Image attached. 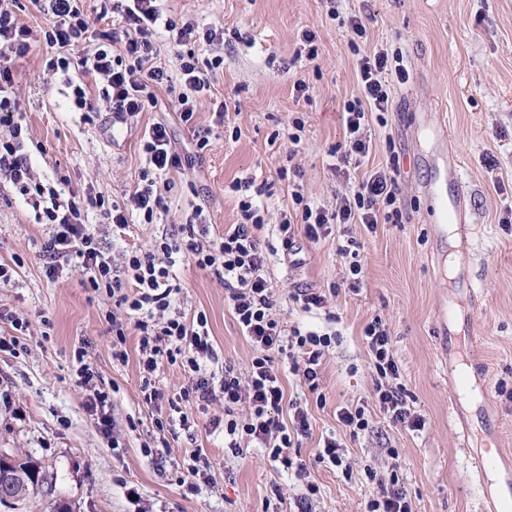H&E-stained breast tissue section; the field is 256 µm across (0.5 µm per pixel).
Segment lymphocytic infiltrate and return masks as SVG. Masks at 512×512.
Instances as JSON below:
<instances>
[{
  "mask_svg": "<svg viewBox=\"0 0 512 512\" xmlns=\"http://www.w3.org/2000/svg\"><path fill=\"white\" fill-rule=\"evenodd\" d=\"M46 23L39 29L21 24L17 17L19 0H0V179L11 183L35 212L37 223L48 225L42 253L45 274L56 279L66 268L83 275L84 287L106 292L114 306L133 319L138 336L140 391L146 404L166 406L168 425L188 428V406L206 407L216 397L224 399V445L232 453L244 447L262 449L270 462L293 471L298 479L307 476L308 466L300 449L310 435L308 410L292 403L290 423L279 420L285 392L279 356L291 362L310 393L321 389V366L332 345L330 333L294 326L283 328L275 314L276 293L267 271V260L258 232L269 221V208L259 203L261 188L254 179L239 180L231 189L238 195L240 220L219 237H210L201 210L181 218L177 229L162 235L152 249L133 250L122 264H114L95 228L88 222L90 211H99L103 223L123 229L134 219L150 224L166 210L165 194L171 184L170 170L181 168L182 157L173 150L164 124L146 128L141 138L146 165L138 173L133 191L121 193L112 203L86 189L69 193L38 178L23 154L24 125L20 98L14 88L13 62L25 57L35 46L46 49L45 68L62 73L69 90V106L76 112H110L113 121L126 122L155 107V88L173 94L175 107L184 124L191 125L197 98L210 92L217 69L224 64L219 50L224 30L210 24L179 21L168 15L165 0H112L90 17L85 0H30ZM165 44L175 60L174 68L158 63V44ZM208 46L211 58L197 55ZM389 54L380 49L362 55L359 62L360 94L343 106V142L331 147L335 174L343 186L334 206L315 203L300 191H292L294 217L278 224L281 244L292 251L297 234L312 242L331 233L335 224H361L376 231L381 224H398L403 212L398 204L401 187L399 154H390L385 165L359 175L363 158L372 147L371 122L385 124L392 108L386 78ZM190 261L218 277L244 336L254 347L246 373L225 366L215 377L209 365L216 360L205 314L186 318L174 313L182 291L173 268ZM125 321L113 320L112 357L126 362L128 352ZM375 376L376 403L397 428L418 431L424 419L412 410L410 394L402 381L393 353L389 326L374 317L364 328ZM181 364L189 381L179 395L166 397L156 385L161 363ZM78 381L91 388L85 409L97 429L110 434L113 421L111 395L101 385L93 365L80 361ZM247 417H239V408ZM370 481L378 482L380 493L366 504V512H412L407 491L398 474L382 481L376 467L365 466Z\"/></svg>",
  "mask_w": 512,
  "mask_h": 512,
  "instance_id": "1",
  "label": "lymphocytic infiltrate"
}]
</instances>
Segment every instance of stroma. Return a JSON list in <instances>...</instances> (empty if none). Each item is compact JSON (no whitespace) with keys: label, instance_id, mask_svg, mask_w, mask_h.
Returning a JSON list of instances; mask_svg holds the SVG:
<instances>
[{"label":"stroma","instance_id":"stroma-1","mask_svg":"<svg viewBox=\"0 0 512 512\" xmlns=\"http://www.w3.org/2000/svg\"><path fill=\"white\" fill-rule=\"evenodd\" d=\"M168 7L224 29V67L211 93L197 103V124L213 129L209 147L196 154L162 89L156 107L135 127L113 122L106 112L90 121L70 111L62 76L44 74L35 50L16 59L14 71L30 132L24 151L36 174L50 181L64 176L71 190L91 187L111 198L137 182L144 164L142 126L160 122L169 128L173 149L190 162L170 175L167 213L107 237L106 248L117 258L127 249L150 247L196 208L211 233H223L239 219L229 189L237 178H255L273 217L291 210L292 189L278 170L288 145L282 132L298 117L304 123L298 156L304 192L315 202L333 203L340 183L326 152L343 139L341 110L359 92L360 54L380 47L400 51L409 78L391 79L393 110L387 126L372 125L373 147L363 168L385 164L389 151L400 153L405 223L382 224L373 233L360 224H337L326 239H299L301 251L294 256L283 254L276 224L259 233L271 247L267 269L275 288L339 289L331 323L279 301L285 326L300 323L335 334L323 364L324 403L291 371H283V385L287 397L309 408L311 436L302 455L333 434L353 463L348 478L336 468L311 467L310 479L319 488L316 512H365L378 493L364 474L368 464L385 475L397 470L413 512H488L453 409L465 375L445 365L436 334L451 290L448 251L433 230L434 202L426 192L434 172L420 162L435 137L430 127L410 124L407 115L429 113L446 123L449 148L470 191L475 250L459 261L482 295L484 307L469 330L486 367L487 400L499 414L497 432L483 434V446L498 447L512 460V0H169ZM333 7L345 17L365 16L362 39L352 40L330 17ZM307 32L318 48L312 61L300 54ZM300 80L310 86L308 98L293 90ZM222 103L228 111L217 125L213 112ZM47 231L1 181L0 264L14 270L10 284L0 286V335H18L22 349L0 352V451L32 455L44 466L47 482L15 508L0 505V512H54L61 504L68 512H266L275 484L289 512L304 485L293 473L273 468L259 449H248L242 458L225 450L223 401L190 407V429L158 430L157 412L140 393L135 334L127 336V363L113 361L111 298L87 290L76 272L46 278L40 247ZM347 231L364 245L363 284L356 293L343 285L346 270L337 252ZM174 273L182 286L177 309L188 318L206 314L219 361L246 371L253 347L213 272L183 262ZM10 314L24 319L26 330L13 332ZM376 316L391 327L403 381L426 419L424 431L393 427L375 403L363 328ZM80 349L112 387L118 441L99 432L84 407L87 391L76 375ZM360 405L369 429L354 438L338 422L336 409ZM198 448L211 462L210 479L188 495L176 474ZM392 448L398 459L390 458ZM132 487L138 499L129 497Z\"/></svg>","mask_w":512,"mask_h":512}]
</instances>
